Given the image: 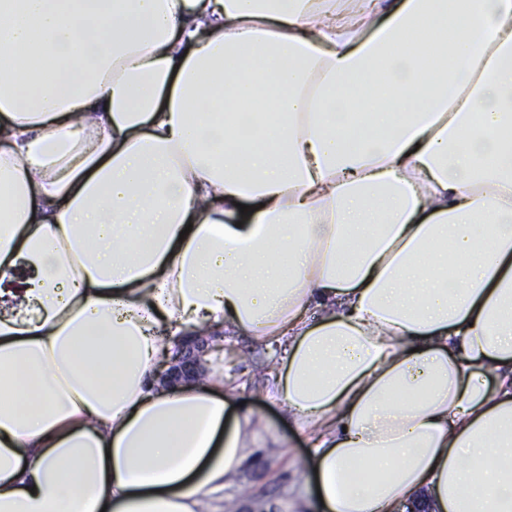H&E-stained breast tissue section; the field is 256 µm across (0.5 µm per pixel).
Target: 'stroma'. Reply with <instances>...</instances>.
<instances>
[{"instance_id": "35a3bbf8", "label": "stroma", "mask_w": 512, "mask_h": 512, "mask_svg": "<svg viewBox=\"0 0 512 512\" xmlns=\"http://www.w3.org/2000/svg\"><path fill=\"white\" fill-rule=\"evenodd\" d=\"M222 342L223 351L205 354L207 370L239 384L242 401L263 418L248 463L224 491L223 512H312L313 502L301 495L309 477V445L288 428L282 408L266 394L265 368L281 347L229 329Z\"/></svg>"}]
</instances>
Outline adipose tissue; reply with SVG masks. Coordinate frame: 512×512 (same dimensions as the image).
I'll return each instance as SVG.
<instances>
[{"instance_id":"adipose-tissue-1","label":"adipose tissue","mask_w":512,"mask_h":512,"mask_svg":"<svg viewBox=\"0 0 512 512\" xmlns=\"http://www.w3.org/2000/svg\"><path fill=\"white\" fill-rule=\"evenodd\" d=\"M3 55L0 512H209L261 417L160 384L202 326L284 344L321 512H512V0H0ZM26 275L19 272L12 280L4 281L0 285L2 291V298L9 307L16 309H23L25 306L24 290L28 287L25 283Z\"/></svg>"}]
</instances>
